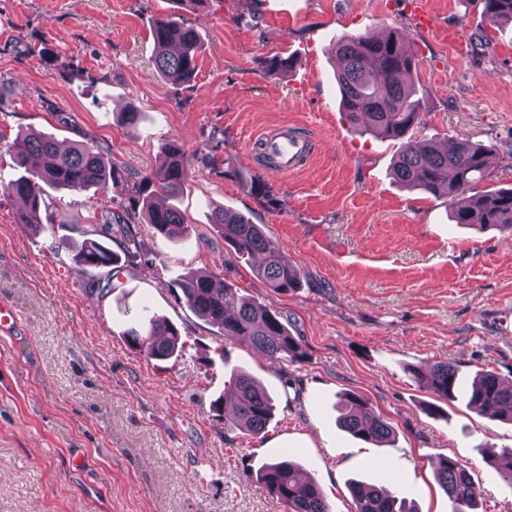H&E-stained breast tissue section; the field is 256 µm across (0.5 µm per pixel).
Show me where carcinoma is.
Returning <instances> with one entry per match:
<instances>
[{"label": "carcinoma", "instance_id": "obj_1", "mask_svg": "<svg viewBox=\"0 0 512 512\" xmlns=\"http://www.w3.org/2000/svg\"><path fill=\"white\" fill-rule=\"evenodd\" d=\"M488 24L512 22V0H482ZM153 63L164 81L171 85L191 82L196 75L197 54L201 48L198 30L174 16L155 22L152 30ZM340 63L337 73L342 109L348 121L363 132L401 142L394 163L395 178L404 186L426 193L445 192L448 198L463 195L473 186L491 177L495 150L490 145L462 139L446 150L431 140L414 145L405 137L422 124L416 90L407 81L418 61L405 45L404 35L394 30L376 37L370 34H344L335 44ZM166 165L153 173L131 181L115 163H105L99 147L93 143L73 145L65 150L57 141L40 133L18 136L5 152L24 169V173L7 181L0 176V188L21 198L25 209L19 221L42 223V213L49 210L43 186L70 192L92 187L100 192L104 209L103 222L90 230L92 237L71 254L72 261L89 268L118 271L121 258L137 254L136 218L150 224L169 239L185 233L181 212L174 206L160 207L153 195H177L189 174L186 152L175 139L161 146ZM124 184L129 205L112 212L106 197L109 185ZM251 191L259 203H276L270 187L256 176ZM454 222L477 230L488 228L512 231V189H497L475 194L454 206ZM215 224L236 256L251 259L262 256L257 275L276 292L298 287L300 272L282 262L278 250L267 237L263 225L254 224L244 215L222 208L212 213ZM117 241L121 252L112 250ZM187 306L199 317L218 324L227 338L237 339L262 351L273 363H297L304 352L290 335L280 316L239 294L235 288L213 287L212 275L192 273L178 283ZM130 347L146 351L156 360H167L180 352V331L169 320L147 316L136 328L126 332ZM414 378L434 395L451 399L459 384V371L451 362H438L412 370ZM229 389L236 397L233 415L224 424L251 435L262 433L272 415L273 401L265 388L248 372L231 371ZM469 405L474 409L512 423V379L504 380L493 370L476 372L471 384ZM341 424L352 436L375 443L391 439V424L365 400L345 396ZM483 455L500 476L512 482V448L488 445ZM437 483L454 506V512H475L480 490L470 474L457 460L442 457L435 470ZM256 481L284 503L290 512H331L320 487L303 480L300 468L289 459L263 464ZM355 512H417L407 498L363 481L351 485Z\"/></svg>", "mask_w": 512, "mask_h": 512}]
</instances>
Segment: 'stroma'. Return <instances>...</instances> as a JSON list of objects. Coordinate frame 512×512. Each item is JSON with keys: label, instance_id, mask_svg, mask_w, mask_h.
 Here are the masks:
<instances>
[{"label": "stroma", "instance_id": "obj_1", "mask_svg": "<svg viewBox=\"0 0 512 512\" xmlns=\"http://www.w3.org/2000/svg\"><path fill=\"white\" fill-rule=\"evenodd\" d=\"M406 2L0 0V143L26 131L91 140L136 178L162 167L161 144L174 138L190 168L174 200L186 237L138 225L139 254L115 277L68 255L102 221L97 192L48 190L53 221L40 229L19 223V200L0 190V303L22 319L0 338V512H289L254 478L286 455L333 512H354L353 479L418 512H452L435 479L444 456L479 486L478 512H512V485L482 454L512 448V424L467 404L479 369L512 379V233L454 223L446 195L395 179L396 144L345 117L333 53L345 33L404 31L425 122L409 140L467 138L502 157L512 152V25L489 27L480 0H426L437 25L422 32ZM174 13L202 41L197 75L181 86L152 64L153 22ZM275 58L291 69L268 72ZM132 108L141 120L128 127L120 115ZM282 127L313 142L292 175L259 164L262 134ZM255 175L274 207L254 198ZM221 207L264 225L299 288L271 291L230 250L211 222ZM55 239L66 250L53 252ZM205 270L277 312L303 361L271 363L196 316L178 283ZM149 314L179 328L178 356L128 345L125 331ZM438 361L460 370L453 399L411 374ZM234 368L275 399L260 435L225 427L214 408ZM348 393L392 425L390 442L340 428Z\"/></svg>", "mask_w": 512, "mask_h": 512}]
</instances>
